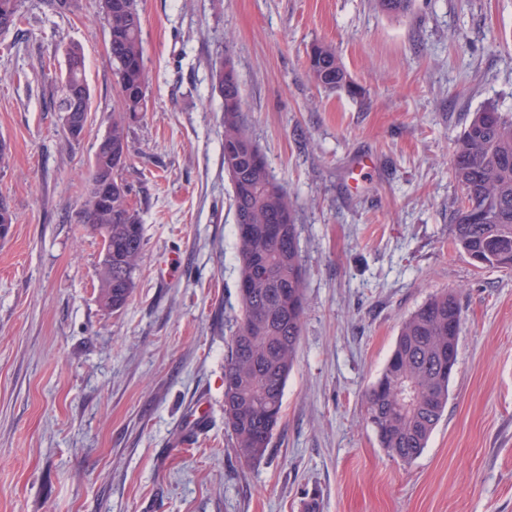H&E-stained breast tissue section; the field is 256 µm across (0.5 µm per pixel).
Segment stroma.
Returning <instances> with one entry per match:
<instances>
[{
  "instance_id": "obj_1",
  "label": "stroma",
  "mask_w": 512,
  "mask_h": 512,
  "mask_svg": "<svg viewBox=\"0 0 512 512\" xmlns=\"http://www.w3.org/2000/svg\"><path fill=\"white\" fill-rule=\"evenodd\" d=\"M147 110L126 178L144 235L135 293L99 299L77 222L120 95L97 0H25L0 33V512H512V272L450 244L454 143L488 103L512 116V0H139ZM78 44L87 129L55 108ZM330 46L358 95L310 79ZM244 120L297 201L306 313L266 456L234 455L224 358L238 308L218 53ZM179 263L165 270L168 256ZM456 290L448 406L412 463L379 445L365 392L403 320Z\"/></svg>"
}]
</instances>
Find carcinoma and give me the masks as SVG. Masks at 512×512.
<instances>
[{
    "instance_id": "obj_1",
    "label": "carcinoma",
    "mask_w": 512,
    "mask_h": 512,
    "mask_svg": "<svg viewBox=\"0 0 512 512\" xmlns=\"http://www.w3.org/2000/svg\"><path fill=\"white\" fill-rule=\"evenodd\" d=\"M111 40L112 74L121 106L99 142L89 172V192L78 222L112 250L100 263V302L114 312L125 307L136 287L144 236L130 187L128 135L146 111L147 73L137 0H98ZM398 17L412 0H375ZM68 69L56 107L74 106L73 93L89 92L82 49H67ZM311 80L325 90L356 94L328 46L316 44L307 58ZM212 77L224 86V170L232 186L238 240L240 313L224 361V424L236 457L261 460L283 418L284 393L302 335L305 270L298 248L296 203L272 174L268 159L250 134L234 61L219 59ZM450 170L461 191L451 244L479 258V268L512 270V119L489 104L475 112L455 143ZM112 176V202L101 205L95 183ZM462 311L453 290L431 296L400 326L394 348L365 399V417L381 447L405 463L426 448L448 404L457 361Z\"/></svg>"
}]
</instances>
